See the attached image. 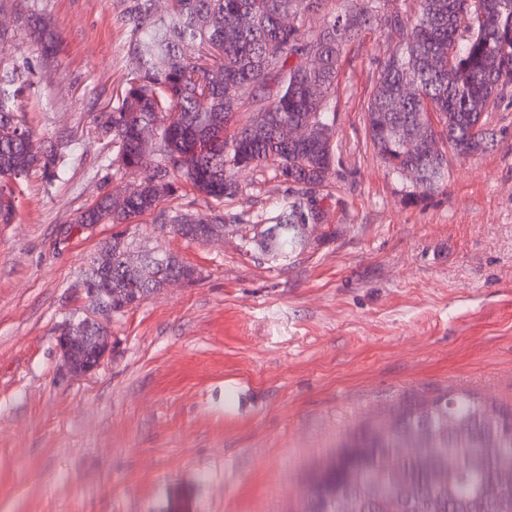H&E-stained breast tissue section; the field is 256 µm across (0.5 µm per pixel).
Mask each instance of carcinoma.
<instances>
[{
    "label": "carcinoma",
    "mask_w": 512,
    "mask_h": 512,
    "mask_svg": "<svg viewBox=\"0 0 512 512\" xmlns=\"http://www.w3.org/2000/svg\"><path fill=\"white\" fill-rule=\"evenodd\" d=\"M416 10L386 8L387 0H343L339 12L325 0H172L164 15L153 0L134 5L129 48L130 78L103 128L112 134L115 161L139 162L138 128L155 127L160 160L127 196L105 193L83 212L79 224H129L156 209L175 190L174 177L216 201L239 190L238 172L269 171L291 186L267 224L254 225L249 245L275 260L303 251L305 224L325 222L316 194L335 162L336 74L344 48L375 21L397 37L369 93L365 128L389 174L421 173L418 196L435 192L445 179V154L407 151L406 137L429 135L458 155L494 143L493 114L512 86V0H416ZM294 23L284 24L285 16ZM43 49L54 44L51 26L32 22ZM197 47V56L184 47ZM316 50L317 58L307 61ZM17 70L0 72V224L12 222L15 190L39 167L51 182L68 174V160L52 147L36 149L33 132L20 119L24 104ZM250 89L243 98L241 90ZM253 115L243 123V106ZM313 123V138L285 142L282 124ZM181 236L206 239L208 224L187 216L158 215ZM125 233L112 235L91 260L77 287L110 288L112 303L129 295L148 297L171 278L194 281L195 270L177 257L142 250L129 268L121 252ZM441 415L430 422L410 400L386 422L354 432L308 489L305 512H404L400 488L414 489L412 512H512V409L488 407L467 393L436 396ZM359 448H415L398 474L376 468ZM493 481L500 496L482 497Z\"/></svg>",
    "instance_id": "carcinoma-1"
}]
</instances>
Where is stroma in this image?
Here are the masks:
<instances>
[{"label":"stroma","instance_id":"35a3bbf8","mask_svg":"<svg viewBox=\"0 0 512 512\" xmlns=\"http://www.w3.org/2000/svg\"><path fill=\"white\" fill-rule=\"evenodd\" d=\"M133 5L0 0V69L26 73L37 145L71 153L66 180L31 171L0 224V512H303L339 444L402 401L462 390L512 407V100L492 147L447 152L443 185L413 196L365 129L396 43L376 27L339 61L340 161L304 252L278 263L246 245L287 197L283 179L242 171L221 203L180 183L124 230L195 281L114 315L98 369L67 373L57 338L82 307L75 282L116 228L61 229L144 176L112 165L99 126L128 77ZM36 17L53 54L37 48ZM161 210L224 213V235L186 240Z\"/></svg>","mask_w":512,"mask_h":512}]
</instances>
